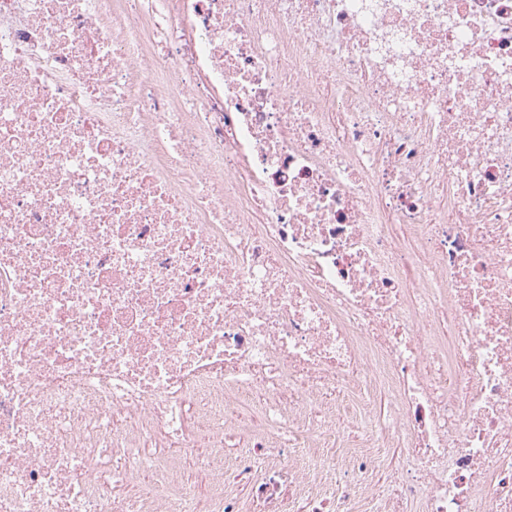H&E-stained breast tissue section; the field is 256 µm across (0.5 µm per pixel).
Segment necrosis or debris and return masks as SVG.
I'll list each match as a JSON object with an SVG mask.
<instances>
[{"label":"necrosis or debris","mask_w":512,"mask_h":512,"mask_svg":"<svg viewBox=\"0 0 512 512\" xmlns=\"http://www.w3.org/2000/svg\"><path fill=\"white\" fill-rule=\"evenodd\" d=\"M383 468L512 512V0H0V512Z\"/></svg>","instance_id":"necrosis-or-debris-1"}]
</instances>
